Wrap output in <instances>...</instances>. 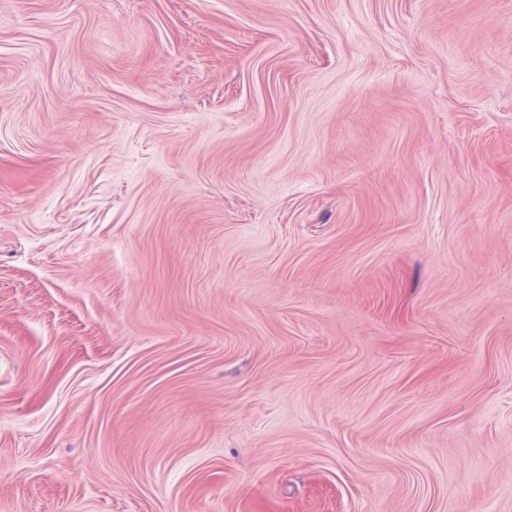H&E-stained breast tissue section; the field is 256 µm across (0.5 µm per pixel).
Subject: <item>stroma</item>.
Segmentation results:
<instances>
[{
	"mask_svg": "<svg viewBox=\"0 0 512 512\" xmlns=\"http://www.w3.org/2000/svg\"><path fill=\"white\" fill-rule=\"evenodd\" d=\"M0 512H512V0H0Z\"/></svg>",
	"mask_w": 512,
	"mask_h": 512,
	"instance_id": "35a3bbf8",
	"label": "stroma"
}]
</instances>
